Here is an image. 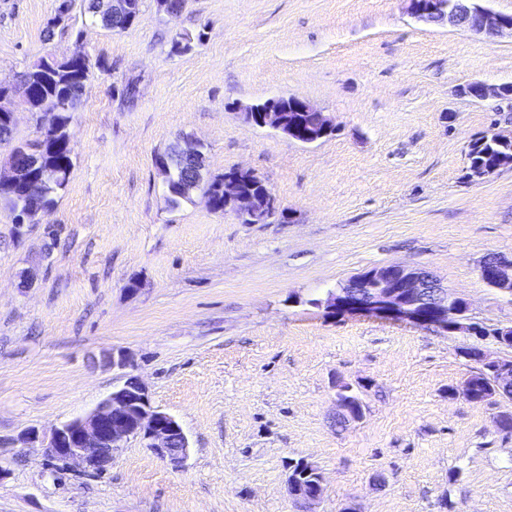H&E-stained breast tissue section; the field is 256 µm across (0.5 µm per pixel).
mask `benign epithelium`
<instances>
[{
	"label": "benign epithelium",
	"mask_w": 512,
	"mask_h": 512,
	"mask_svg": "<svg viewBox=\"0 0 512 512\" xmlns=\"http://www.w3.org/2000/svg\"><path fill=\"white\" fill-rule=\"evenodd\" d=\"M408 12L415 18L427 19L454 27L466 25L476 34L498 35L512 32V15L491 11L481 0H407ZM461 93L478 101L489 99L507 101L512 98V84L491 85L472 82ZM284 98H272L245 113L248 122L260 128L283 132L282 103ZM298 112L313 118L318 133L292 129L285 136L297 143L309 145L334 133L335 125L323 112L307 101L296 98ZM494 143L504 147L495 170L512 167V133L492 129ZM258 175L247 169H238L224 175L225 209L235 213L248 224H264L279 210L275 198H270V210L255 208L254 200L241 189L240 177ZM0 184L20 185L34 203L38 214L48 206L42 202L45 190L51 185V170L39 169L23 176V171L11 164L0 166ZM480 275L488 285L512 295V257L495 256L480 265ZM327 307L340 313L367 312L381 318L407 321L419 326H435L453 334H472L475 324L469 316V303L444 288L429 271L404 265H387L364 272L350 279L338 291L329 294ZM480 359L492 367L500 384H512V362L476 347ZM32 448H41L53 461L68 464L76 462L86 471L101 473L111 465L116 454L131 440L160 458L175 465L182 464L189 455L190 443L181 424L170 414L154 407L149 390L138 377L125 382L87 414L69 420L51 430L39 433L31 429L22 437ZM289 492L300 501L301 512H314L312 505L324 494V480L310 490L298 480L294 472L287 478Z\"/></svg>",
	"instance_id": "7a95c632"
}]
</instances>
